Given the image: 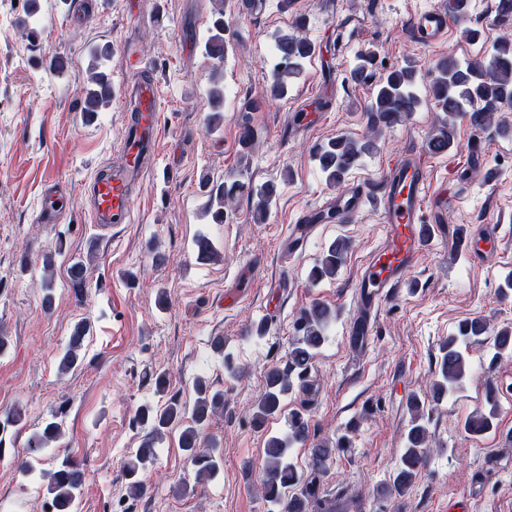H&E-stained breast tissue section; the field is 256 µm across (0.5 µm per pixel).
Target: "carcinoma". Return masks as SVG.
<instances>
[{"label": "carcinoma", "mask_w": 512, "mask_h": 512, "mask_svg": "<svg viewBox=\"0 0 512 512\" xmlns=\"http://www.w3.org/2000/svg\"><path fill=\"white\" fill-rule=\"evenodd\" d=\"M218 14L220 17L214 20L204 49L208 56L222 59L227 45L223 11H218ZM275 52L277 65L266 77L267 88L270 96L283 97L288 93L291 82L300 75L304 61L316 53V45L305 37L283 33L275 37ZM110 54V47L105 45L91 51L92 88L87 91L84 101L86 112H97L111 100L112 82L101 70L102 61ZM417 81V70L411 63L387 73L376 84L366 105L369 135L361 139L341 135L316 150L314 161L329 185L337 187L343 184L349 172L378 149L377 138L381 128L402 122L418 110L421 99L416 89ZM428 94L443 114L439 125L428 137L436 145L451 147L459 117L466 119L475 130L491 129L498 137H512V122L498 117V112L512 107V43L506 40L494 43L489 55L480 61H461L453 56L441 58L436 65V74L428 84ZM244 190L252 202L254 223H265L278 198L274 182H264L247 189L235 183L213 185L209 193L210 207L215 209L214 223H224L226 203ZM349 248L350 242L345 238L331 242L309 272L311 283L336 278L346 262ZM335 320L336 312L319 302L300 311L293 324L295 335L287 355L266 373L265 392L252 414L254 424L261 426L281 412L285 397L294 389V381H299L301 390L310 388L308 372ZM91 329L90 321L85 318L74 324L60 356L59 371L69 372L81 365L82 351ZM488 330V323L481 318L467 320L441 344L440 357L434 369L432 401H440L462 384L469 371L467 346L480 341ZM212 348L223 356L228 375L237 376L238 367L230 354L224 353V337H214ZM493 348L496 357L512 349V326L497 330ZM195 389L197 398L189 409L175 399L163 407L150 402L138 407L134 422L143 431L142 439L123 464L129 499L137 501L147 494L143 473L156 460L155 448L165 430L174 425L181 428L180 448L186 452L196 480L210 481L220 473V445L207 439L203 430L216 410L224 405V391L213 389L203 378L196 379ZM406 407L410 421L400 464L382 487L383 493L399 497L408 494L415 486L432 451L430 431L425 422V402L413 395ZM497 411L495 399L489 398L488 408L465 419L464 430L472 435L486 433L493 427ZM21 419L19 408L0 419V450L5 448L7 429ZM286 425L285 434L272 435L265 443L261 479L264 502L271 512H336V500L322 495L320 486L336 455L346 453L352 447L351 438L345 432L338 433L335 439L316 444L310 449L305 470L300 473L292 458V448L307 439L310 419L304 411L292 410L288 413ZM61 436L62 424L55 421L47 423L42 431L30 438L28 456L20 463L19 471L25 476H38L39 489L51 512H74L85 482V472L80 465L65 458L52 470L36 471V464Z\"/></svg>", "instance_id": "obj_1"}]
</instances>
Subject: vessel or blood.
<instances>
[{
    "label": "vessel or blood",
    "mask_w": 512,
    "mask_h": 512,
    "mask_svg": "<svg viewBox=\"0 0 512 512\" xmlns=\"http://www.w3.org/2000/svg\"><path fill=\"white\" fill-rule=\"evenodd\" d=\"M460 11L432 8L413 17L412 22L425 43L434 44L447 34ZM125 64L131 74V95L135 119L121 140L118 151L123 165L99 172L91 184V203L96 224L109 227L127 224L132 219L133 182L139 181L142 159L155 155L156 130L159 125V91L152 78L146 76L147 65L138 54L126 52ZM437 155L429 143L409 148L393 157L383 180L361 184L326 201L322 209L334 212L338 223L354 222L366 205H373L382 223V239L363 263L357 281V313L348 330L350 349L366 348L375 334L374 313L378 303L402 288L423 255L436 242L446 240L448 227L441 208L425 209L428 171ZM69 210L66 196L49 190L41 203V218H59ZM473 261L497 250V235L468 228L454 237Z\"/></svg>",
    "instance_id": "vessel-or-blood-1"
}]
</instances>
